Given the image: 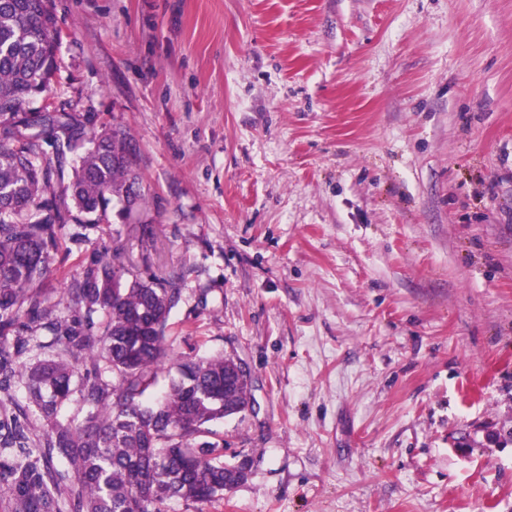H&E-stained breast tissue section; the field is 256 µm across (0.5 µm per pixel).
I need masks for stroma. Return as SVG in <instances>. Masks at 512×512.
Listing matches in <instances>:
<instances>
[{
	"mask_svg": "<svg viewBox=\"0 0 512 512\" xmlns=\"http://www.w3.org/2000/svg\"><path fill=\"white\" fill-rule=\"evenodd\" d=\"M57 108L126 129L145 204L65 242L183 269L245 482L167 512H512V0H49Z\"/></svg>",
	"mask_w": 512,
	"mask_h": 512,
	"instance_id": "obj_1",
	"label": "stroma"
}]
</instances>
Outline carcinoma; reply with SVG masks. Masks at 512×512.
<instances>
[{
    "label": "carcinoma",
    "instance_id": "carcinoma-1",
    "mask_svg": "<svg viewBox=\"0 0 512 512\" xmlns=\"http://www.w3.org/2000/svg\"><path fill=\"white\" fill-rule=\"evenodd\" d=\"M58 48L47 0H0V496L8 512H165L171 500L222 499L236 471L212 425L244 412L250 379L230 356L172 359L184 272L145 281L117 247L71 275L69 316L48 302L62 241L90 242L115 200L125 213L145 203L126 130H97L82 112L20 118L49 90ZM44 349L53 357L27 362ZM168 361L177 377L146 402ZM70 402L83 418L60 417Z\"/></svg>",
    "mask_w": 512,
    "mask_h": 512
}]
</instances>
